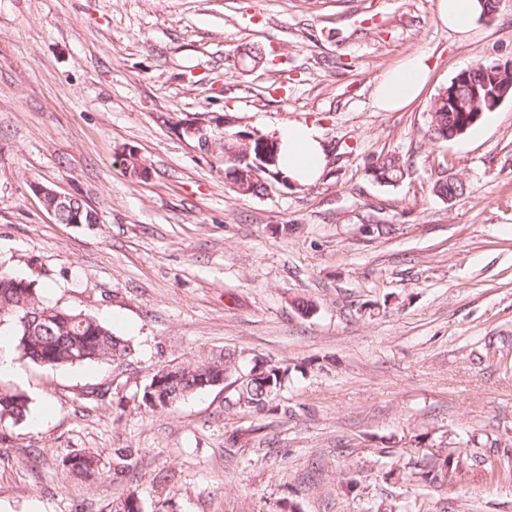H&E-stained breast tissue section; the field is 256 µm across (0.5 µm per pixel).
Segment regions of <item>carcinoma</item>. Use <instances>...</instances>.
<instances>
[{"mask_svg": "<svg viewBox=\"0 0 512 512\" xmlns=\"http://www.w3.org/2000/svg\"><path fill=\"white\" fill-rule=\"evenodd\" d=\"M483 82V71H470L467 84L458 88V96L469 101L465 109L448 104V88H442L430 102L428 131L432 140L448 142L460 137L477 124L478 113L487 114L483 100L474 96L472 88ZM218 153L224 156V180L229 187L239 186L237 193L258 196L265 192L263 185L248 182V164L242 157L251 160L262 157L269 146L263 139L241 138V133L224 130V140L217 145ZM374 176L384 183H393L402 178L401 163L395 158H383L374 167ZM466 191L465 182L458 177L440 176L433 185L436 196H461ZM9 324L16 336L17 350L23 360H29L49 370L81 365L89 362L127 360L133 354V346L124 337L116 334L99 318L78 311L63 310L50 306L42 300L35 283L0 271V327ZM166 378L150 383L143 389L142 402L149 409L162 412L172 410L177 403L207 388L215 380L234 379L236 386L226 397L228 410L238 412L288 413V408L276 400V394L291 377L293 367L287 362H269L266 372L272 379L267 385L264 379L241 381L235 378L238 361L233 353L226 352L216 357L194 356L175 365H167ZM30 413L28 396L7 386L0 387V421L16 422ZM65 462L71 463L68 472L83 480L94 481L100 476L98 460L89 452H75ZM459 469L454 453H448L442 464L435 469L421 472V479L428 483L452 479ZM110 512H143L137 492L132 490L112 501Z\"/></svg>", "mask_w": 512, "mask_h": 512, "instance_id": "carcinoma-1", "label": "carcinoma"}]
</instances>
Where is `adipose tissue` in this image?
<instances>
[{"mask_svg":"<svg viewBox=\"0 0 512 512\" xmlns=\"http://www.w3.org/2000/svg\"><path fill=\"white\" fill-rule=\"evenodd\" d=\"M428 73L425 55H408L396 68L377 80L374 93L378 107L396 111L408 105L422 90ZM277 140L280 168L290 181L307 184L319 178L326 152L316 126L295 122L284 124L278 130Z\"/></svg>","mask_w":512,"mask_h":512,"instance_id":"ef3b65f1","label":"adipose tissue"}]
</instances>
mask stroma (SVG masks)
Returning <instances> with one entry per match:
<instances>
[{
    "mask_svg": "<svg viewBox=\"0 0 512 512\" xmlns=\"http://www.w3.org/2000/svg\"><path fill=\"white\" fill-rule=\"evenodd\" d=\"M414 52L426 86L380 110L376 80ZM480 59L512 60V0L464 33L437 0H0V270L135 348L0 375L31 408L0 425V512H107L132 488L144 512H512V100L461 138L427 133L433 96ZM226 117L315 125L321 177L234 192L177 129L220 139ZM128 146L149 180L118 165ZM386 156L393 184L373 175ZM443 170L468 185L450 202ZM36 182L97 223L58 222ZM212 349L298 364L291 415L227 413L220 386L140 406L159 366ZM120 449L136 481L114 475ZM80 450L93 483L64 472ZM451 452L452 484L421 481Z\"/></svg>",
    "mask_w": 512,
    "mask_h": 512,
    "instance_id": "1",
    "label": "stroma"
}]
</instances>
